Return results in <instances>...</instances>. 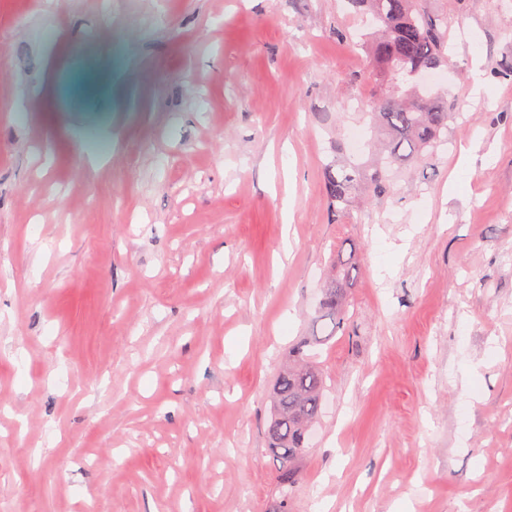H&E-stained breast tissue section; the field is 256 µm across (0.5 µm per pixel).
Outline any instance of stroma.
<instances>
[{
    "instance_id": "1",
    "label": "stroma",
    "mask_w": 512,
    "mask_h": 512,
    "mask_svg": "<svg viewBox=\"0 0 512 512\" xmlns=\"http://www.w3.org/2000/svg\"><path fill=\"white\" fill-rule=\"evenodd\" d=\"M430 8L448 149L336 217L343 0H0V512H512V0ZM350 252L286 496L270 384Z\"/></svg>"
}]
</instances>
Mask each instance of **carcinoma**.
Wrapping results in <instances>:
<instances>
[{
	"mask_svg": "<svg viewBox=\"0 0 512 512\" xmlns=\"http://www.w3.org/2000/svg\"><path fill=\"white\" fill-rule=\"evenodd\" d=\"M350 11L372 19L368 32L358 35L373 67L390 74L396 96L374 100L364 115L388 134L379 155L366 165L341 157L336 149L325 167V191L330 210L339 214L352 207L354 195L366 185L376 199L391 193L392 171L432 155L440 131L448 126L443 99L426 96L417 75L448 64V26L424 6V0H346ZM356 261L353 255L332 260L318 310L313 335L299 341L273 379L270 419L266 428L268 452L275 463L280 487L293 488L299 464L307 452L311 428L322 416L327 390L316 356L304 348L329 339L344 323L347 286Z\"/></svg>",
	"mask_w": 512,
	"mask_h": 512,
	"instance_id": "obj_1",
	"label": "carcinoma"
}]
</instances>
